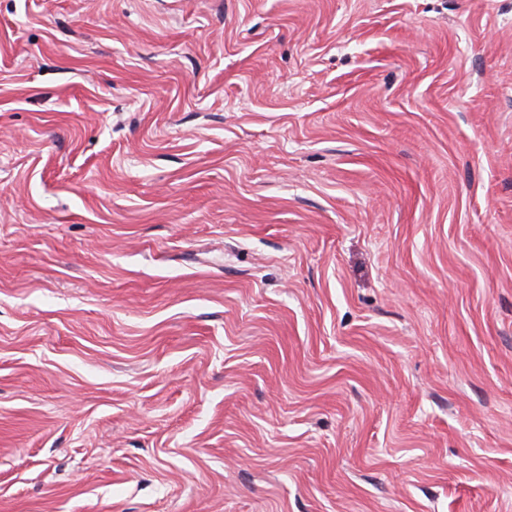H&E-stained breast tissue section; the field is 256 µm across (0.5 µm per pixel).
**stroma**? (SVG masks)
<instances>
[{
    "instance_id": "35a3bbf8",
    "label": "stroma",
    "mask_w": 512,
    "mask_h": 512,
    "mask_svg": "<svg viewBox=\"0 0 512 512\" xmlns=\"http://www.w3.org/2000/svg\"><path fill=\"white\" fill-rule=\"evenodd\" d=\"M0 512H512V0H0Z\"/></svg>"
}]
</instances>
